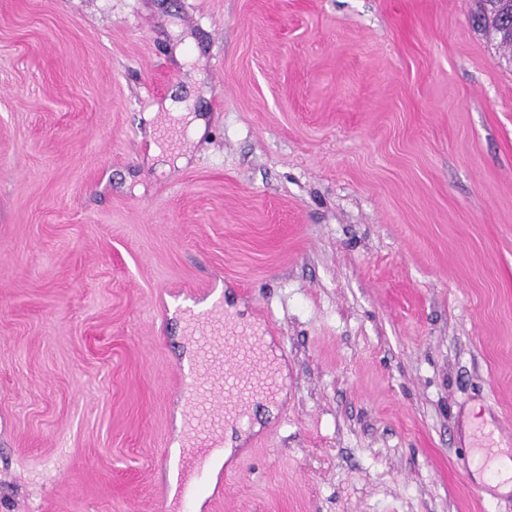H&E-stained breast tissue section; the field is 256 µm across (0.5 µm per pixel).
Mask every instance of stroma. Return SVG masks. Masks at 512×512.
I'll use <instances>...</instances> for the list:
<instances>
[{
    "mask_svg": "<svg viewBox=\"0 0 512 512\" xmlns=\"http://www.w3.org/2000/svg\"><path fill=\"white\" fill-rule=\"evenodd\" d=\"M476 0H0V512L177 508L176 308L263 326L197 512H512V55ZM184 105L202 134L173 121Z\"/></svg>",
    "mask_w": 512,
    "mask_h": 512,
    "instance_id": "35a3bbf8",
    "label": "stroma"
}]
</instances>
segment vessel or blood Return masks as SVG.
<instances>
[{"instance_id": "b4317fda", "label": "vessel or blood", "mask_w": 512, "mask_h": 512, "mask_svg": "<svg viewBox=\"0 0 512 512\" xmlns=\"http://www.w3.org/2000/svg\"><path fill=\"white\" fill-rule=\"evenodd\" d=\"M185 334L195 350L189 367L180 375L189 406L183 427L197 442L185 449L181 465L192 469L193 480L181 488V508L190 512L197 495L208 486V441L227 418L248 422L246 403L275 385L272 370L264 365L260 350L264 337L250 326L231 320L214 323L210 316H189Z\"/></svg>"}]
</instances>
